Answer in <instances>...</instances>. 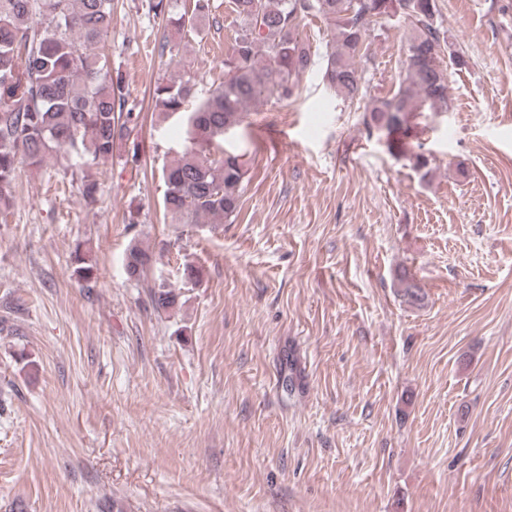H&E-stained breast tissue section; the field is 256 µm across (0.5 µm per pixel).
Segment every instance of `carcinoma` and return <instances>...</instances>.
I'll use <instances>...</instances> for the list:
<instances>
[{"label":"carcinoma","mask_w":512,"mask_h":512,"mask_svg":"<svg viewBox=\"0 0 512 512\" xmlns=\"http://www.w3.org/2000/svg\"><path fill=\"white\" fill-rule=\"evenodd\" d=\"M170 5L171 0H148L149 11L164 22L161 56L187 47L199 34L198 22L212 15L211 0H190L179 14ZM231 10L238 29L224 52V82L201 93L200 77L179 72L152 91L158 117H179L190 143L163 169V203L173 220L222 224L237 213L247 161L234 152L217 158L207 152L243 123L252 104L292 99L301 78L313 71L329 94L362 100L366 37L395 17L409 23L398 86L365 107L363 126L368 135L385 138L391 154L412 161L421 178L430 174L429 156L410 148L408 117L450 111L449 70L466 64L461 56L443 54L447 40L436 0H231ZM112 11L113 0H0V216L12 209L20 167L40 169L65 148L85 158L80 190L87 203H95L99 182L91 166L112 159L138 126L141 112L104 51ZM309 17L327 27L318 60L300 31ZM74 262L78 281L91 287L94 265L79 252ZM151 262L147 250L132 244L124 258L128 278H143ZM394 284L404 302L424 304L423 289L406 271ZM150 299L155 309L168 311L177 295L159 282L150 288Z\"/></svg>","instance_id":"obj_1"}]
</instances>
